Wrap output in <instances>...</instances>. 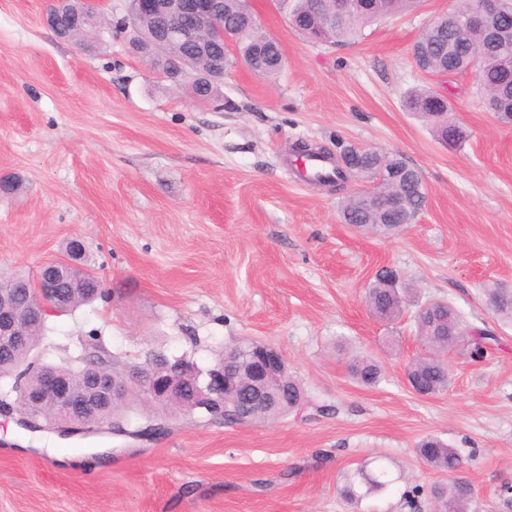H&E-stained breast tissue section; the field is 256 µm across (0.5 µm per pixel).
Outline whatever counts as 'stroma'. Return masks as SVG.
Listing matches in <instances>:
<instances>
[{
    "mask_svg": "<svg viewBox=\"0 0 512 512\" xmlns=\"http://www.w3.org/2000/svg\"><path fill=\"white\" fill-rule=\"evenodd\" d=\"M457 0H421L355 44H314L274 0H249L285 65L239 64L218 100H195L127 52V34L87 46L46 25L49 0H0V270L35 276L81 238L107 301L49 319L45 357L73 364L97 335L113 359L190 356L202 368L251 343L277 349L309 406L250 424L180 416L154 440L109 433L59 440L0 411V512H430L415 487L439 481L416 452L427 436L465 456L480 512H512V321L486 304L512 289V124L487 110L473 73L418 69L412 44ZM445 95L468 133L448 147L404 103ZM398 154L422 174L425 202L386 237L343 223L363 189L297 181L296 143ZM395 270L418 303L444 300L497 341L474 360L446 356L451 383L431 397L406 377L421 351L414 319H375L365 292ZM377 358L356 383L346 352ZM395 479L351 504L346 473L376 456ZM350 374L360 385L375 386L384 378V369L375 358L361 356L350 364Z\"/></svg>",
    "mask_w": 512,
    "mask_h": 512,
    "instance_id": "35a3bbf8",
    "label": "stroma"
}]
</instances>
